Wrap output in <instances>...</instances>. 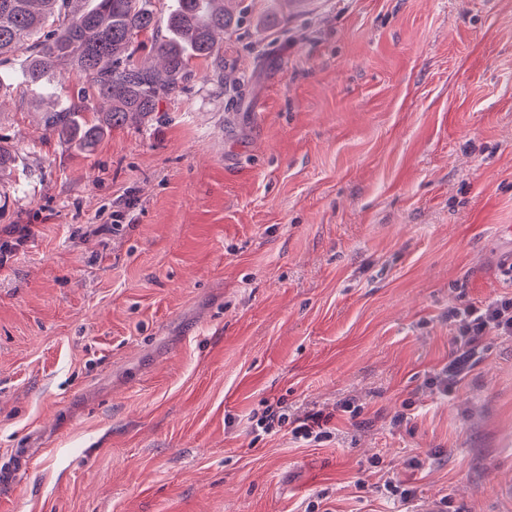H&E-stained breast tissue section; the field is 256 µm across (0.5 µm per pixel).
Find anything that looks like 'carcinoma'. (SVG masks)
<instances>
[{"instance_id":"obj_1","label":"carcinoma","mask_w":512,"mask_h":512,"mask_svg":"<svg viewBox=\"0 0 512 512\" xmlns=\"http://www.w3.org/2000/svg\"><path fill=\"white\" fill-rule=\"evenodd\" d=\"M0 0V62L22 58L24 83L50 81L66 59L87 77L88 89L44 113L45 130L62 142L92 148L105 127L156 111L159 100L184 89L191 63L220 59L224 31L235 23L224 0ZM148 33L154 61L135 58V40ZM105 100L107 110L93 102Z\"/></svg>"}]
</instances>
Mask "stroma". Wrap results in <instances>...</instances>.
I'll list each match as a JSON object with an SVG mask.
<instances>
[{"mask_svg":"<svg viewBox=\"0 0 512 512\" xmlns=\"http://www.w3.org/2000/svg\"><path fill=\"white\" fill-rule=\"evenodd\" d=\"M236 5L92 149L0 106V512H397L392 477L512 512V339L424 385L449 310L512 293V0ZM277 402L331 439L253 433Z\"/></svg>","mask_w":512,"mask_h":512,"instance_id":"35a3bbf8","label":"stroma"}]
</instances>
